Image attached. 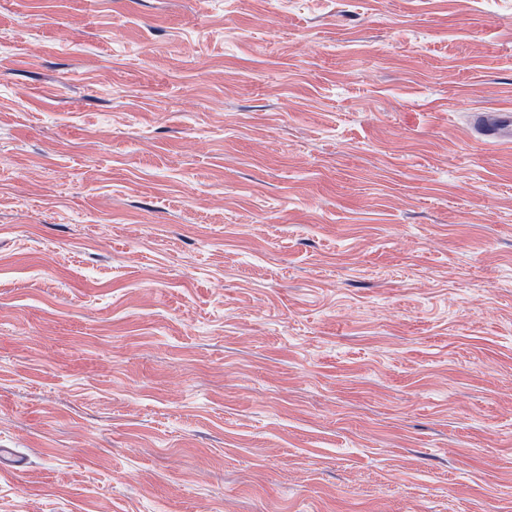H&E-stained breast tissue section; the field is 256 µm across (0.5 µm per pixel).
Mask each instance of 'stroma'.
I'll use <instances>...</instances> for the list:
<instances>
[{
	"label": "stroma",
	"mask_w": 512,
	"mask_h": 512,
	"mask_svg": "<svg viewBox=\"0 0 512 512\" xmlns=\"http://www.w3.org/2000/svg\"><path fill=\"white\" fill-rule=\"evenodd\" d=\"M512 0H0V512H512ZM474 124L486 144L512 143V111L479 112L474 116ZM24 460L15 454L12 448H0V476L1 478H15L24 471Z\"/></svg>",
	"instance_id": "obj_1"
}]
</instances>
